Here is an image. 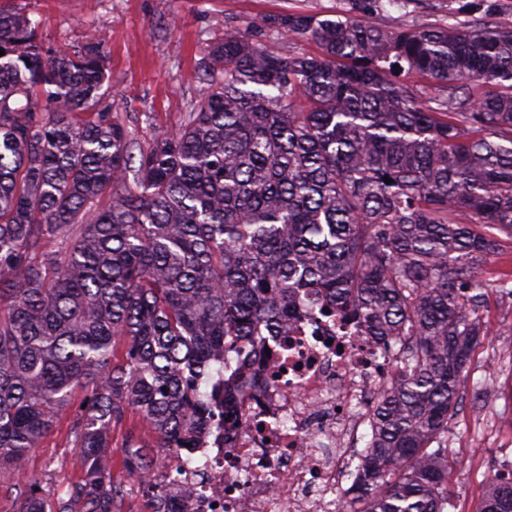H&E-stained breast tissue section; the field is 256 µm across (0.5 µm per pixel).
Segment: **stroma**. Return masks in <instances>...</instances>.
<instances>
[{
  "label": "stroma",
  "instance_id": "35a3bbf8",
  "mask_svg": "<svg viewBox=\"0 0 512 512\" xmlns=\"http://www.w3.org/2000/svg\"><path fill=\"white\" fill-rule=\"evenodd\" d=\"M40 19L39 36L51 47L74 48L94 34L106 38L112 70V109L138 119L136 136L176 127L204 87L201 58L226 25L245 26L268 14L306 9L344 10V0H10ZM152 113L153 124L140 122ZM512 270V248L482 264L485 297L479 308L487 336L472 354L460 386V410L448 423L450 512H478L491 475L512 471V297L495 281ZM61 419L29 454L22 477L69 487L82 478L77 449L67 447Z\"/></svg>",
  "mask_w": 512,
  "mask_h": 512
}]
</instances>
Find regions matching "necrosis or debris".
Returning <instances> with one entry per match:
<instances>
[{
	"mask_svg": "<svg viewBox=\"0 0 512 512\" xmlns=\"http://www.w3.org/2000/svg\"><path fill=\"white\" fill-rule=\"evenodd\" d=\"M264 343L272 357L230 370L237 423L203 435L196 464L163 458L172 512H336L388 358L355 324L306 316Z\"/></svg>",
	"mask_w": 512,
	"mask_h": 512,
	"instance_id": "4bbe7bcc",
	"label": "necrosis or debris"
}]
</instances>
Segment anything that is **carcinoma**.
<instances>
[{
    "instance_id": "carcinoma-1",
    "label": "carcinoma",
    "mask_w": 512,
    "mask_h": 512,
    "mask_svg": "<svg viewBox=\"0 0 512 512\" xmlns=\"http://www.w3.org/2000/svg\"><path fill=\"white\" fill-rule=\"evenodd\" d=\"M416 2L224 26L200 98L145 147L103 104V39L46 47L0 3V488L19 512H116L103 449L132 413L154 440L120 452L163 512L157 450L194 462L216 411L235 413L224 365L308 307L394 351L341 512H448L441 440L485 336L479 267L512 240V27L500 0L375 22ZM476 81L495 90L475 98ZM78 392L84 479L20 482ZM480 512H512V476ZM427 3L420 2L417 7L410 6V13L391 9L389 14H380L376 18V22L387 29H394L400 26L413 24H432L436 22H450L448 20L447 8L435 9L427 6Z\"/></svg>"
}]
</instances>
